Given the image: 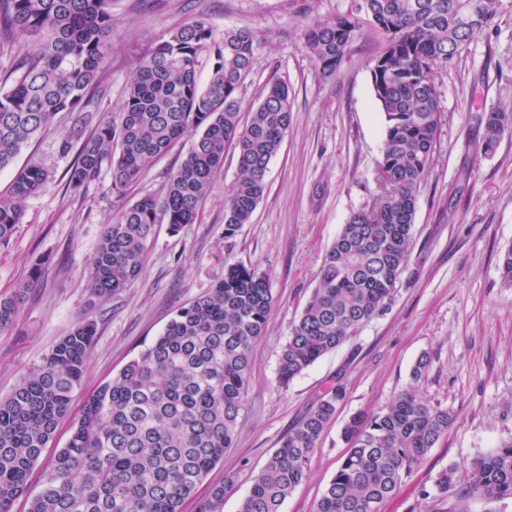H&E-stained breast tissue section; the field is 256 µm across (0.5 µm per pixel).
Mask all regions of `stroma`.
Returning <instances> with one entry per match:
<instances>
[{
  "label": "stroma",
  "instance_id": "1",
  "mask_svg": "<svg viewBox=\"0 0 512 512\" xmlns=\"http://www.w3.org/2000/svg\"><path fill=\"white\" fill-rule=\"evenodd\" d=\"M351 7L352 0H112L109 89L100 116L118 112L150 47L203 12L217 31L247 27L260 39L254 68L239 90L241 115L255 109L276 79L289 88L293 123L249 224L233 237L224 235V201L238 173L230 147L196 222L176 234L158 225L141 277L93 309L88 266L104 225L142 195L159 193L190 143L175 144L122 196L112 191L109 169H102L83 199L61 180L75 158L62 150L64 120L24 146L0 170V194L32 162L51 168L55 178L27 200L16 234L0 247V298L25 286L12 326L0 332V395L18 386L76 323L91 318L98 332L72 401V417L79 416L88 396L158 336L178 309L206 293L226 267L244 264L267 276L273 302L252 355L238 438L204 480L208 487L229 484L223 512H239L281 438L339 382L345 397L312 455L309 477L282 506V512H314L347 451L341 431L348 418L385 407L408 387L424 355L430 365L418 393L448 407L455 422L383 512H512L511 500L469 495L425 502L419 496L449 464L470 462L512 440V288L502 285L497 269L501 251L512 245V136L488 156L474 148L482 135L477 115L491 106L512 109V0H500L494 27L435 76L440 135L418 192L410 258L388 311L289 386L278 383V354L317 285L326 249L351 213L370 207L378 192L383 119L372 67L385 37L364 26L329 78L319 74L302 38L306 26L335 20ZM70 427V420L61 422L30 473L27 495L11 512H28Z\"/></svg>",
  "mask_w": 512,
  "mask_h": 512
}]
</instances>
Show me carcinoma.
Returning <instances> with one entry per match:
<instances>
[{
    "mask_svg": "<svg viewBox=\"0 0 512 512\" xmlns=\"http://www.w3.org/2000/svg\"><path fill=\"white\" fill-rule=\"evenodd\" d=\"M112 0H0V49L26 46L0 73V168L64 114L67 190L86 193L103 166L122 195L184 139L191 145L158 195L148 194L105 224L89 266L88 305L130 287L142 274L154 227L172 232L195 222L200 203L238 153V178L224 201V237L251 221L262 199L269 163L292 123L286 84L269 82L247 123L238 92L258 46L247 27L217 33L197 14L160 38L128 83L119 119L96 117L107 91L104 63L112 51ZM500 0H355L350 13L306 27L304 44L319 73L330 77L368 22L386 36L372 69L374 99L383 114L379 193L353 213L326 250L318 284L290 325L278 357L286 387L363 323L388 310L414 241L417 193L429 173L440 133L435 71L490 28ZM210 61L205 86L201 59ZM480 152L493 154L512 135V111L481 114ZM53 180L32 163L0 195V246L22 222L27 198ZM512 287V246L499 258ZM23 293L0 299V329L13 323ZM267 277L254 268L224 270L207 293L179 309L163 332L86 400L66 446L55 455L28 512H182L208 473L234 446L250 383V361L272 307ZM97 324L79 322L9 394L0 396V512L26 494L28 476L67 418L82 384ZM344 398L326 392L285 435L242 501L240 512H281L310 471L314 449ZM453 415L410 387L385 408L352 415L342 430L348 450L315 512H381ZM466 494L512 499V441L467 464ZM458 465L442 470L422 500L456 494ZM225 488L211 487L197 512H220Z\"/></svg>",
    "mask_w": 512,
    "mask_h": 512,
    "instance_id": "carcinoma-1",
    "label": "carcinoma"
}]
</instances>
